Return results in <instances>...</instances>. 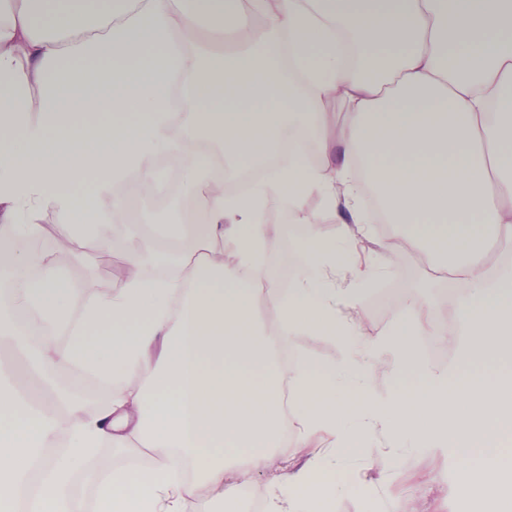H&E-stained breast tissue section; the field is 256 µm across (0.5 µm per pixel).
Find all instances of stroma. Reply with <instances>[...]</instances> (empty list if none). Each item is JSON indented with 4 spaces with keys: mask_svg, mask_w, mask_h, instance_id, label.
Wrapping results in <instances>:
<instances>
[{
    "mask_svg": "<svg viewBox=\"0 0 512 512\" xmlns=\"http://www.w3.org/2000/svg\"><path fill=\"white\" fill-rule=\"evenodd\" d=\"M155 210L144 207L138 222L119 224L112 230V240L105 251L86 253L71 259L68 267L74 287L94 282L98 292L121 287L126 276L125 258L148 224L154 222ZM269 227L266 273L279 287H288L296 274L297 254L289 244L288 216L278 203H270L265 212ZM395 245L387 260L391 273L380 286L371 289L357 325L363 340L369 341L391 329L395 309L415 300L436 305L435 319L448 329H456L454 318L455 290L445 268L425 263L420 249L406 245L395 225L378 224L373 235L364 238L366 251L377 250L379 242ZM311 450L296 435L281 438L270 454L264 469L239 465L236 480L239 504L249 507L252 500L267 502L271 486L284 465L303 466ZM345 467L355 475L356 486L343 489L329 500L330 512H385L391 498H400L407 512H456L461 485L455 454L446 448H348L342 454ZM150 467L153 459L147 450L123 451L100 448L91 462L73 477L76 491L74 505L83 508L86 488L94 475L120 467L130 460Z\"/></svg>",
    "mask_w": 512,
    "mask_h": 512,
    "instance_id": "1",
    "label": "stroma"
}]
</instances>
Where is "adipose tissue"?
Listing matches in <instances>:
<instances>
[{"instance_id":"adipose-tissue-1","label":"adipose tissue","mask_w":512,"mask_h":512,"mask_svg":"<svg viewBox=\"0 0 512 512\" xmlns=\"http://www.w3.org/2000/svg\"><path fill=\"white\" fill-rule=\"evenodd\" d=\"M0 0V246L39 279L0 295V344L29 357L49 399L30 403L0 362V512H14L38 468L31 512H71L72 477L103 444L142 447L153 467L118 469L98 486L102 512H184L202 494L228 507L239 464L266 466L285 431L312 443L318 463L284 466L267 512H306L307 500L345 487L340 455L450 448L471 499L512 496V265L489 266L492 239L512 254V0ZM207 23L237 31L235 46L194 44ZM356 49L346 62L342 42ZM339 101L343 114L329 108ZM213 139L225 162L259 163L283 142L288 164L239 194L211 190ZM22 141L24 152L13 151ZM342 142L339 167L309 162L304 141ZM189 160L181 186L207 216L157 225L180 250L170 274L147 278L141 250L121 288L71 305L69 272L32 245L46 211L67 222L60 239L101 250L111 227L99 200L114 185L154 177L159 153ZM91 182L78 195L71 184ZM367 183L379 201L360 206ZM344 208L349 223L322 238L305 225ZM288 203L298 269L283 290L265 275L270 200ZM399 224L407 243L449 267L458 353L439 368L417 349L447 334L433 305L410 302L394 325L363 341L362 299L384 269L361 260L373 218ZM265 304L269 325L259 322ZM41 322L32 346L16 316ZM332 337L333 363L282 367L297 337ZM392 379L373 397L379 365ZM82 370L107 380L108 401L88 408L59 378Z\"/></svg>"}]
</instances>
